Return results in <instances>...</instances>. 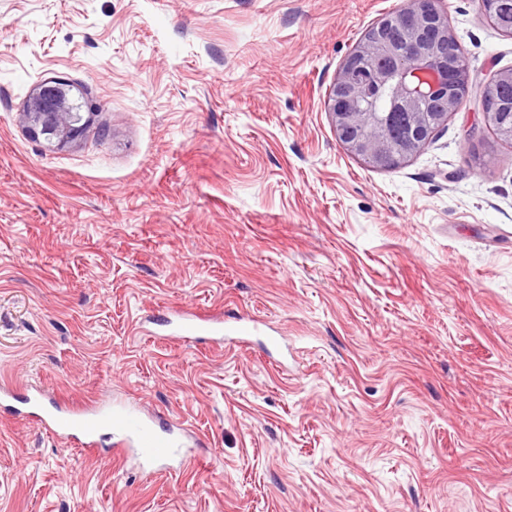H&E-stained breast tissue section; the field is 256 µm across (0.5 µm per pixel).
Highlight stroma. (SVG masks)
I'll return each instance as SVG.
<instances>
[{
  "label": "stroma",
  "instance_id": "obj_1",
  "mask_svg": "<svg viewBox=\"0 0 512 512\" xmlns=\"http://www.w3.org/2000/svg\"><path fill=\"white\" fill-rule=\"evenodd\" d=\"M408 0H0V383L121 402L203 443L181 472L0 413V512H512V144L476 105L402 167L325 96ZM480 88L512 36L444 0ZM78 88L81 139L20 120ZM190 309L250 345L155 338Z\"/></svg>",
  "mask_w": 512,
  "mask_h": 512
}]
</instances>
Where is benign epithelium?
<instances>
[{
  "label": "benign epithelium",
  "instance_id": "7a95c632",
  "mask_svg": "<svg viewBox=\"0 0 512 512\" xmlns=\"http://www.w3.org/2000/svg\"><path fill=\"white\" fill-rule=\"evenodd\" d=\"M452 37L440 0H410L408 7L371 27L342 63L326 99L336 137L348 152L371 166L386 168L399 157L411 158L432 140L456 109L448 86L469 81L468 65L438 52ZM378 51L390 65L375 71L372 80L393 84L394 111L409 117L407 138L399 145L384 136L390 113L362 112L358 106L363 93L359 63ZM432 93L445 97V111H419L420 98ZM22 121L33 136L44 135L60 145L74 143L84 132V126L72 120L66 95H56L49 83L41 84L29 98Z\"/></svg>",
  "mask_w": 512,
  "mask_h": 512
}]
</instances>
